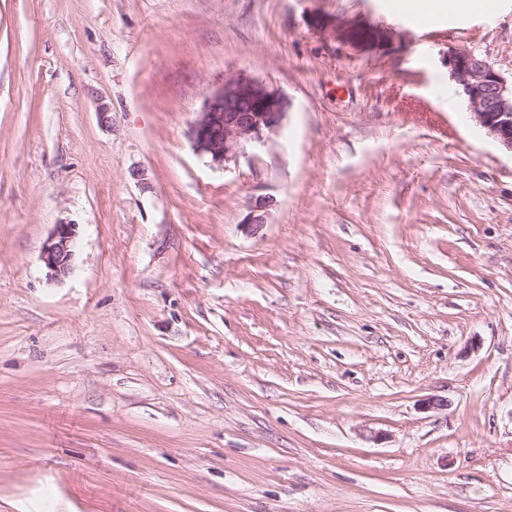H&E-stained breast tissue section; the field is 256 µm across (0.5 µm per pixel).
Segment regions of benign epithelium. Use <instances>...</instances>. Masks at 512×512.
<instances>
[{
  "mask_svg": "<svg viewBox=\"0 0 512 512\" xmlns=\"http://www.w3.org/2000/svg\"><path fill=\"white\" fill-rule=\"evenodd\" d=\"M314 24L353 49L390 43L395 39L393 31L381 29L376 31L373 41L364 40L360 34L365 26L356 21H329L318 17ZM448 69L468 101L476 122L504 150L512 153V81L481 57L465 50L448 53ZM287 110L285 96L265 82L249 76L226 79L205 100L191 128L193 146L213 164L222 166L237 159L247 143H260L277 133ZM273 206L275 200L269 196L256 198L247 215V224L257 229L262 227ZM75 248V225H55L41 254L50 278L58 279L72 272Z\"/></svg>",
  "mask_w": 512,
  "mask_h": 512,
  "instance_id": "1",
  "label": "benign epithelium"
}]
</instances>
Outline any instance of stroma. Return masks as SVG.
<instances>
[{"label":"stroma","mask_w":512,"mask_h":512,"mask_svg":"<svg viewBox=\"0 0 512 512\" xmlns=\"http://www.w3.org/2000/svg\"><path fill=\"white\" fill-rule=\"evenodd\" d=\"M497 4L0 0V512H512V154L447 77L512 79ZM239 75L288 113L218 167ZM401 4L406 10L418 15L432 16L446 13H468L482 5L479 10L484 15H491L496 7V0H408ZM316 28L330 31L332 36L337 39L341 44L353 48L362 49L367 45L390 43L395 39V33L389 29L374 30L376 37L373 41L363 40L360 34L367 27L361 25L356 21L349 20H335L329 21L323 17H318L314 20ZM288 100L274 87L237 76L206 100L191 128L195 150L218 166L235 161L249 142H263L282 127ZM76 248L75 225L58 224L43 246L41 259L48 276L58 279L70 274Z\"/></svg>","instance_id":"1"}]
</instances>
